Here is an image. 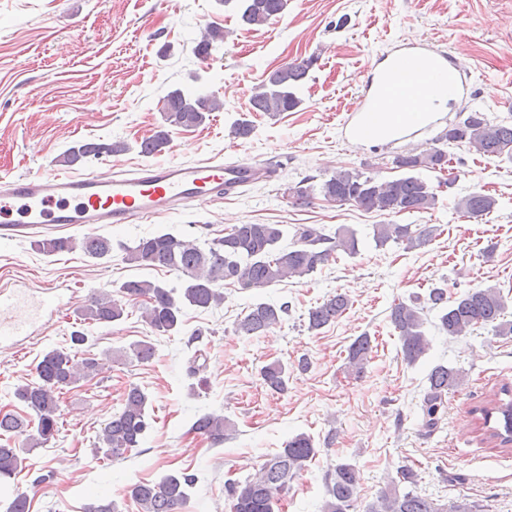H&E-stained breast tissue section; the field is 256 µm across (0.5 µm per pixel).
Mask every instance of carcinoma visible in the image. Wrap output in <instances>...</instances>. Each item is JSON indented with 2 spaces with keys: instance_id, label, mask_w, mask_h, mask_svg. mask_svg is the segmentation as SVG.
Instances as JSON below:
<instances>
[{
  "instance_id": "cac0c4a2",
  "label": "carcinoma",
  "mask_w": 512,
  "mask_h": 512,
  "mask_svg": "<svg viewBox=\"0 0 512 512\" xmlns=\"http://www.w3.org/2000/svg\"><path fill=\"white\" fill-rule=\"evenodd\" d=\"M234 4L239 23L245 27L264 26L281 17L288 8V0H221ZM224 42V29L211 26L193 48L194 55L205 61L212 55L216 43ZM313 59L288 63L272 70L252 90V111L272 115L295 110L301 103L298 89L307 78ZM223 107L212 95L175 88L167 93L164 103V121L173 127L192 128L203 124L207 114ZM453 135L448 143L468 148L488 159L512 161V124H493L480 112L450 127ZM170 143L169 131L157 130L140 143V152L151 156L161 152ZM129 146L123 141H85L69 147L63 153V162L84 164L104 155H117ZM451 159L442 148L409 151L396 158L397 167L405 173L392 180L381 181L355 169L336 172L320 184H299L288 188V198L295 207H306L320 195L326 201L353 203L367 212L386 215L426 212L436 205V188L416 171L427 168L448 172L454 181ZM496 207L494 197L472 192L455 202L456 210L466 217L478 218ZM434 229L422 224H374L372 238L376 245L403 243L410 249L425 246L431 241ZM295 240L280 246L284 238L281 224H236L224 236L201 247L172 234L142 237L131 246H124V261L137 267L175 271L182 276L179 288H169L147 280H128L120 292L121 302L107 292L89 298L85 319L94 323H113L122 320L126 304L139 305L141 319L154 332L171 335L179 331L188 309L206 310L224 299L221 286L237 285L242 289H261L292 279L308 276L329 262L333 253L348 254L358 251L359 240L354 230L339 227L330 236L316 227L304 226L296 230ZM81 250L86 256L102 259L112 256V238L102 235L77 238H58L42 243L47 254ZM350 306L345 293L328 297L323 303L309 309L308 330L319 331L335 322ZM507 308L503 295L494 287L475 288L450 300L444 288L429 289L425 302L415 299L407 304L392 306L389 320L397 333L403 359L413 364L429 349L425 331L426 314L436 311L439 329L450 337L463 336L475 327L491 325L500 335H511L512 324L501 321ZM288 314V306L267 302L253 304L235 325L240 336H261L281 323ZM132 357L141 363L154 358L152 343L140 341L130 347ZM372 352L371 337L362 334L348 347L347 365L355 377L365 370ZM96 359L88 357L77 366L71 352L53 349L43 355L35 367L36 381L15 388L14 398L21 402L26 415L0 413V485L23 468L21 449L8 441L20 437L22 445L36 448L49 442L58 432V399L62 390L75 386L90 373L98 370ZM263 385L270 391L287 390L288 371L278 362L260 368ZM465 379L464 371L442 364L434 366L427 375L428 386L422 399L423 426L434 427L444 406L448 391L458 388ZM147 395L137 385L124 394L122 407L105 424L99 436V449L104 458L113 461L125 458L145 439L151 423L146 411ZM476 428L483 439L506 447L512 443V386L504 383L483 405L472 411ZM190 431L215 442L224 440L233 431L231 422L222 414L207 412L198 416ZM315 441L306 434L289 439L284 448L266 459L255 474L244 480H227L224 490L232 501L233 512H275L281 496L288 492L318 454ZM193 474H169L158 482L141 481L129 487L128 493L138 505L139 512H182L189 501V491L195 484ZM359 471L350 463L339 462L325 477L326 498L322 512H353L356 508ZM416 474L409 467L398 471L393 480L379 491L365 512H477V505L457 503L450 507L435 503L416 494L411 486Z\"/></svg>"
}]
</instances>
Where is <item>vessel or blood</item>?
Returning a JSON list of instances; mask_svg holds the SVG:
<instances>
[{
	"mask_svg": "<svg viewBox=\"0 0 512 512\" xmlns=\"http://www.w3.org/2000/svg\"><path fill=\"white\" fill-rule=\"evenodd\" d=\"M471 89V70L450 52L425 43H404L375 67L370 82L350 105L344 128L353 133L368 112L385 108L397 113V127L408 139L436 125L444 108L470 95ZM416 98L427 101V113L418 119L409 114ZM274 177L270 165L244 158L145 163L125 171L94 169L78 175L52 169L28 175L4 172L0 174V238L33 235L49 224L89 228L137 224L242 193ZM55 298V289H41L28 317L18 320L13 312L20 296L1 291L0 346L33 335Z\"/></svg>",
	"mask_w": 512,
	"mask_h": 512,
	"instance_id": "vessel-or-blood-1",
	"label": "vessel or blood"
}]
</instances>
